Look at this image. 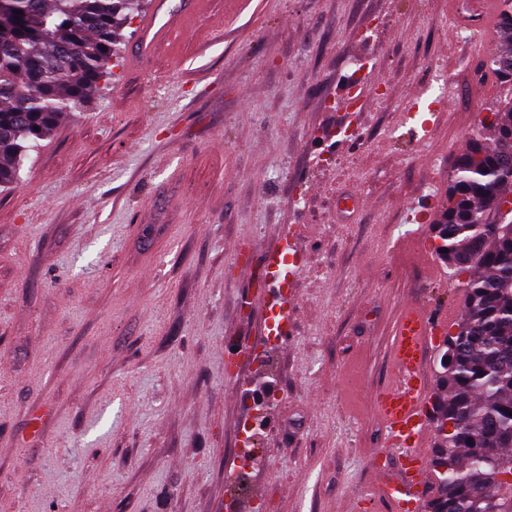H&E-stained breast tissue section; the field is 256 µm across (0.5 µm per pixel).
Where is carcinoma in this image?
<instances>
[{"label":"carcinoma","mask_w":512,"mask_h":512,"mask_svg":"<svg viewBox=\"0 0 512 512\" xmlns=\"http://www.w3.org/2000/svg\"><path fill=\"white\" fill-rule=\"evenodd\" d=\"M487 69L512 82V0H500ZM138 0H0V186L59 116L112 79V49ZM479 121L454 165L432 225L433 248L458 279L461 317L448 326L430 420L432 494L422 512H512L496 481L512 462V107Z\"/></svg>","instance_id":"cac0c4a2"}]
</instances>
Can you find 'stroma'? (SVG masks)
<instances>
[{
  "instance_id": "35a3bbf8",
  "label": "stroma",
  "mask_w": 512,
  "mask_h": 512,
  "mask_svg": "<svg viewBox=\"0 0 512 512\" xmlns=\"http://www.w3.org/2000/svg\"><path fill=\"white\" fill-rule=\"evenodd\" d=\"M448 2L204 0L143 56L130 20L111 80L0 188V512H375L393 323L462 306L413 250L512 101ZM417 92L450 102L426 138L400 121ZM285 250L283 299L262 273Z\"/></svg>"
}]
</instances>
